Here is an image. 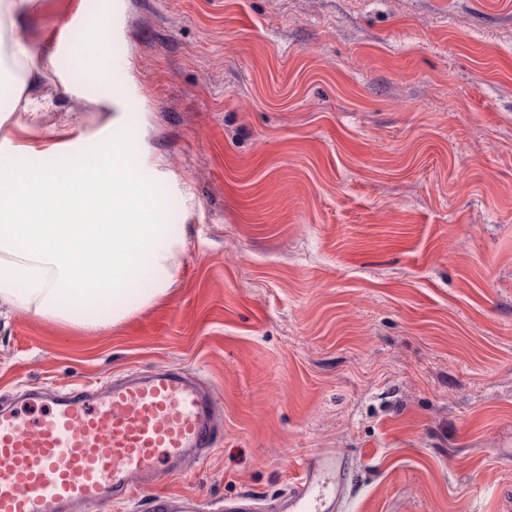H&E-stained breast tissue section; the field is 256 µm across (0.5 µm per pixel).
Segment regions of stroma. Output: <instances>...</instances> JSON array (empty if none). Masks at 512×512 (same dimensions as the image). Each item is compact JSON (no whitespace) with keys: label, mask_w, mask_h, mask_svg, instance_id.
<instances>
[{"label":"stroma","mask_w":512,"mask_h":512,"mask_svg":"<svg viewBox=\"0 0 512 512\" xmlns=\"http://www.w3.org/2000/svg\"><path fill=\"white\" fill-rule=\"evenodd\" d=\"M93 18L38 0L50 107L0 137L133 140L185 252L118 324L1 315L0 400L184 371L224 438L165 487L203 512L333 449L354 512H512V0H110L108 112L52 42Z\"/></svg>","instance_id":"35a3bbf8"}]
</instances>
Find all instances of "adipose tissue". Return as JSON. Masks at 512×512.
<instances>
[{
    "mask_svg": "<svg viewBox=\"0 0 512 512\" xmlns=\"http://www.w3.org/2000/svg\"><path fill=\"white\" fill-rule=\"evenodd\" d=\"M33 0H0V72L15 102L48 85L39 51L18 20ZM34 145L0 149V308L54 323L116 324L170 288L185 249L178 224H161V195L138 176L135 149L107 139L69 153L64 167L25 166Z\"/></svg>",
    "mask_w": 512,
    "mask_h": 512,
    "instance_id": "1",
    "label": "adipose tissue"
}]
</instances>
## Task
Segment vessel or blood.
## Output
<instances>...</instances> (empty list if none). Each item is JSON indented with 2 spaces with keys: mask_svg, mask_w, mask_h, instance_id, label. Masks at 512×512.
I'll return each instance as SVG.
<instances>
[{
  "mask_svg": "<svg viewBox=\"0 0 512 512\" xmlns=\"http://www.w3.org/2000/svg\"><path fill=\"white\" fill-rule=\"evenodd\" d=\"M27 405H0V512H107L149 491L148 512H196L163 492L191 455L224 437L213 387L158 371L64 392L38 388ZM350 463L329 451L308 458L276 512H348Z\"/></svg>",
  "mask_w": 512,
  "mask_h": 512,
  "instance_id": "1",
  "label": "vessel or blood"
}]
</instances>
